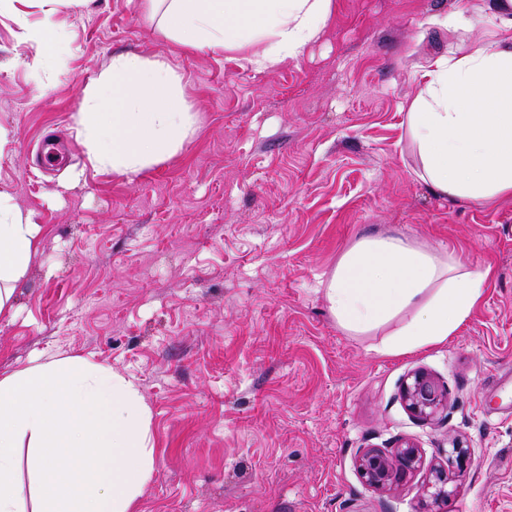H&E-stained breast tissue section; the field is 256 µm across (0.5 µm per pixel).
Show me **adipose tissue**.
I'll return each mask as SVG.
<instances>
[{"instance_id": "1", "label": "adipose tissue", "mask_w": 512, "mask_h": 512, "mask_svg": "<svg viewBox=\"0 0 512 512\" xmlns=\"http://www.w3.org/2000/svg\"><path fill=\"white\" fill-rule=\"evenodd\" d=\"M162 33L194 50L237 51L259 71L300 57L323 32L334 0H141ZM495 20L484 45L423 67L407 114L417 176L439 195L512 200V0H485L464 27ZM169 63L113 56L86 90L78 135L93 169L134 178L177 154L197 132ZM41 228L0 192V315L38 251ZM487 267L402 234L365 235L324 288L337 326L365 335L394 324L378 348L403 355L447 342L472 315ZM27 453L31 510L16 479ZM150 409L131 379L82 358H48L0 376V512H136L154 471Z\"/></svg>"}]
</instances>
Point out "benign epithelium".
Segmentation results:
<instances>
[{"label":"benign epithelium","instance_id":"benign-epithelium-1","mask_svg":"<svg viewBox=\"0 0 512 512\" xmlns=\"http://www.w3.org/2000/svg\"><path fill=\"white\" fill-rule=\"evenodd\" d=\"M407 409L421 419L436 417L448 405V395L431 374L417 370L409 375L402 390ZM421 454L417 445L404 443L390 453L377 448L361 452L357 461L358 471L366 484L387 489L397 484L401 477L418 469ZM448 470L434 468L423 486V493L439 503L448 499Z\"/></svg>","mask_w":512,"mask_h":512}]
</instances>
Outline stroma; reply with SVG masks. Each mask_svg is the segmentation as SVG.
I'll return each instance as SVG.
<instances>
[{
	"mask_svg": "<svg viewBox=\"0 0 512 512\" xmlns=\"http://www.w3.org/2000/svg\"><path fill=\"white\" fill-rule=\"evenodd\" d=\"M481 4L335 0L321 38L266 72L170 41L140 0L58 7L62 48L39 65L21 33L42 10L0 13V191L41 227L0 317V374L74 356L134 379L156 442L137 512H512V202L436 195L414 173L406 116L427 59L494 38L490 21L439 23ZM124 52L178 70L200 124L131 180L92 169L73 123ZM52 131L70 148L33 177ZM386 232L492 266L448 342L387 356L382 332L337 327L323 281L356 239ZM417 369L448 394L438 419L405 406ZM404 440L423 470L387 492L367 485L359 453ZM432 466L461 473L435 507L422 493Z\"/></svg>",
	"mask_w": 512,
	"mask_h": 512,
	"instance_id": "35a3bbf8",
	"label": "stroma"
}]
</instances>
